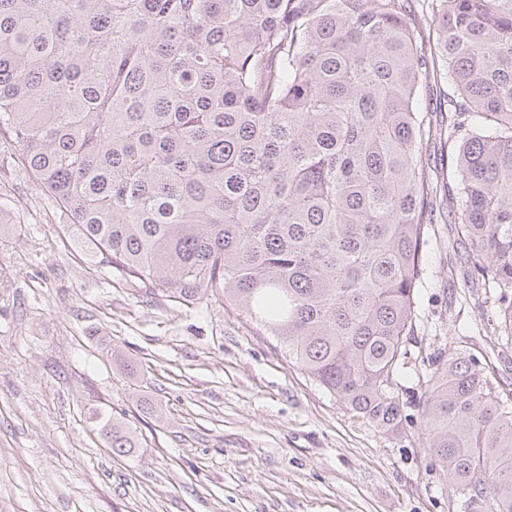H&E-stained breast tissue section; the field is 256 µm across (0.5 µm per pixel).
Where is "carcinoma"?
I'll list each match as a JSON object with an SVG mask.
<instances>
[{"label": "carcinoma", "mask_w": 512, "mask_h": 512, "mask_svg": "<svg viewBox=\"0 0 512 512\" xmlns=\"http://www.w3.org/2000/svg\"><path fill=\"white\" fill-rule=\"evenodd\" d=\"M0 0V132L130 282L219 293L379 431L434 212L512 345V0ZM451 84L442 196L418 107ZM462 206L453 207L456 198ZM418 383L428 453L468 512H512V395L451 342ZM113 455L140 447L112 415Z\"/></svg>", "instance_id": "obj_1"}]
</instances>
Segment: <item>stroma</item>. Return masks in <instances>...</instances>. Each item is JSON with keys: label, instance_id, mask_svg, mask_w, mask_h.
Returning <instances> with one entry per match:
<instances>
[{"label": "stroma", "instance_id": "obj_1", "mask_svg": "<svg viewBox=\"0 0 512 512\" xmlns=\"http://www.w3.org/2000/svg\"><path fill=\"white\" fill-rule=\"evenodd\" d=\"M446 81L419 98L438 135L421 162L434 186ZM464 245L447 212L417 282L413 365L466 336L512 392L497 306L464 294ZM133 361L132 382L104 352ZM401 434L377 430L315 385L280 344L218 295L185 302L101 262L0 134V512H464L424 448L408 378ZM155 413L141 412L140 400ZM113 413L141 448L116 457L93 421Z\"/></svg>", "mask_w": 512, "mask_h": 512}]
</instances>
